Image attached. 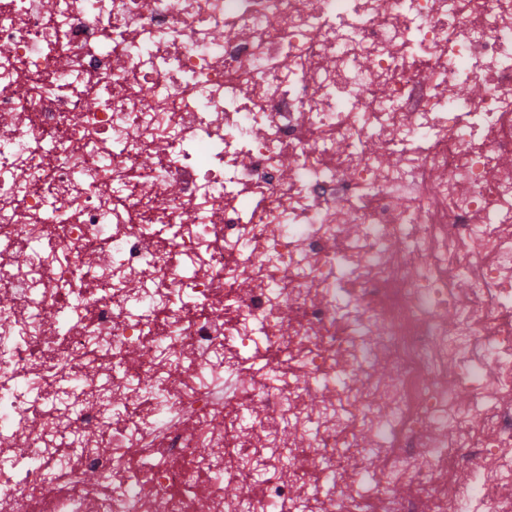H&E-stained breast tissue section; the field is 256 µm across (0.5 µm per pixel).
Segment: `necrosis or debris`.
Instances as JSON below:
<instances>
[{
	"mask_svg": "<svg viewBox=\"0 0 512 512\" xmlns=\"http://www.w3.org/2000/svg\"><path fill=\"white\" fill-rule=\"evenodd\" d=\"M511 113L512 0H0V512H512Z\"/></svg>",
	"mask_w": 512,
	"mask_h": 512,
	"instance_id": "4bbe7bcc",
	"label": "necrosis or debris"
}]
</instances>
